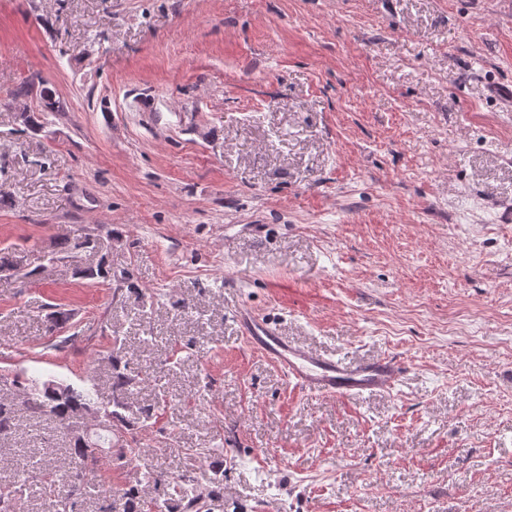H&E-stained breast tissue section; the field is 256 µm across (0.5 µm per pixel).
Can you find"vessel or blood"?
Instances as JSON below:
<instances>
[{"instance_id":"1","label":"vessel or blood","mask_w":512,"mask_h":512,"mask_svg":"<svg viewBox=\"0 0 512 512\" xmlns=\"http://www.w3.org/2000/svg\"><path fill=\"white\" fill-rule=\"evenodd\" d=\"M238 322L243 340L308 393L352 397L364 392H388L405 373L404 363L389 356L348 365L288 343L271 322L246 307L241 308Z\"/></svg>"}]
</instances>
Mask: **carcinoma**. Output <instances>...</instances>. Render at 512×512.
<instances>
[{
	"mask_svg": "<svg viewBox=\"0 0 512 512\" xmlns=\"http://www.w3.org/2000/svg\"><path fill=\"white\" fill-rule=\"evenodd\" d=\"M40 112L33 111L21 113L22 123L26 130L38 132L43 129L44 115L49 112H59L63 109L62 101L57 98V93L47 84H41L39 89ZM98 241L95 236L85 233L73 240H67L60 245L59 253L66 257L74 258L82 254H97ZM110 265L105 259L100 258L92 261L79 270L82 278L96 282L100 279L110 278ZM108 363L113 369V392L124 391L126 387L135 382L131 375L119 370L118 354L111 353L107 356ZM11 385L24 390L25 398L23 405L27 411L36 415H47L55 418L63 424H70L73 419L84 410L96 405L95 392L92 388H78L64 381L44 380L37 375H30L27 372L21 373H0V385ZM127 410L124 403L115 397L112 406L103 407V414L107 418L108 427L98 432L74 430L69 439V453L71 457L79 460L80 464L86 466L92 472L96 466L94 449L112 445V438L120 437L122 432L131 429L137 423V418L123 414ZM17 408L11 400L0 397V437L8 438L14 430ZM129 461L135 467L143 470L145 479L157 485L171 486L178 493L185 508L192 510L199 508L203 499V493L199 490L189 489L180 484V476L163 475L154 471L140 456L138 449L127 448ZM24 487V484L17 482L0 484V512H8L11 502L16 494ZM84 490V473L79 470L71 475L70 489L64 496H58L54 500L53 512H80L82 495Z\"/></svg>",
	"mask_w": 512,
	"mask_h": 512,
	"instance_id": "carcinoma-1",
	"label": "carcinoma"
}]
</instances>
